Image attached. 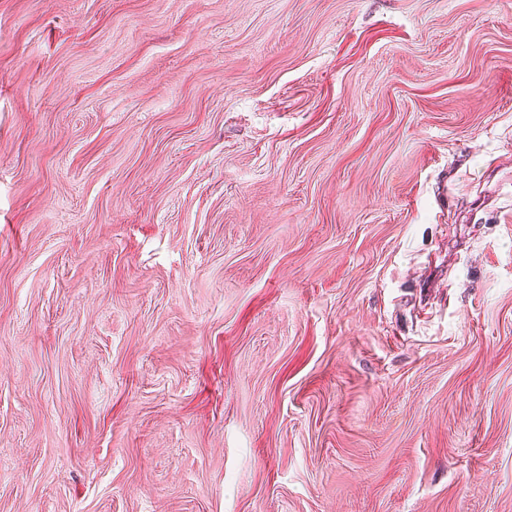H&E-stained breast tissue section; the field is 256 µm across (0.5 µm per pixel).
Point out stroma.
Instances as JSON below:
<instances>
[{"label": "stroma", "mask_w": 512, "mask_h": 512, "mask_svg": "<svg viewBox=\"0 0 512 512\" xmlns=\"http://www.w3.org/2000/svg\"><path fill=\"white\" fill-rule=\"evenodd\" d=\"M0 512H512V0H0Z\"/></svg>", "instance_id": "1"}]
</instances>
